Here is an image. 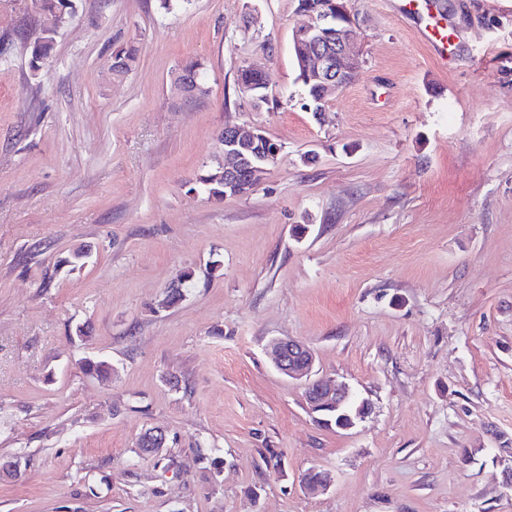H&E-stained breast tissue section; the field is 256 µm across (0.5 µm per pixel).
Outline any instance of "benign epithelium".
Instances as JSON below:
<instances>
[{
	"label": "benign epithelium",
	"instance_id": "1",
	"mask_svg": "<svg viewBox=\"0 0 512 512\" xmlns=\"http://www.w3.org/2000/svg\"><path fill=\"white\" fill-rule=\"evenodd\" d=\"M301 12L311 22L297 27L292 44L305 47L301 60L302 71L318 80L322 95L327 98L339 93L350 80L352 65L359 62L351 41L353 14L349 0H304ZM260 133L238 124H224V191L242 196L260 177L262 168L248 154L250 142ZM275 368L284 376L304 381V397L315 421L324 426L349 430L369 411L367 402L355 408L349 404L352 391L343 382L332 383L314 377L315 356L304 342L288 338L276 339L270 344ZM148 451L163 452L166 434L161 429L145 438Z\"/></svg>",
	"mask_w": 512,
	"mask_h": 512
}]
</instances>
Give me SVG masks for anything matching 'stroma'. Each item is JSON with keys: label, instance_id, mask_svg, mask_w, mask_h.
<instances>
[{"label": "stroma", "instance_id": "obj_1", "mask_svg": "<svg viewBox=\"0 0 512 512\" xmlns=\"http://www.w3.org/2000/svg\"><path fill=\"white\" fill-rule=\"evenodd\" d=\"M396 2L351 0L359 66L317 119L298 0H76L36 72L52 18L0 0V512H512V0H441L444 60ZM228 120L281 150L217 200ZM286 336L368 403L354 428L315 424L266 354Z\"/></svg>", "mask_w": 512, "mask_h": 512}]
</instances>
